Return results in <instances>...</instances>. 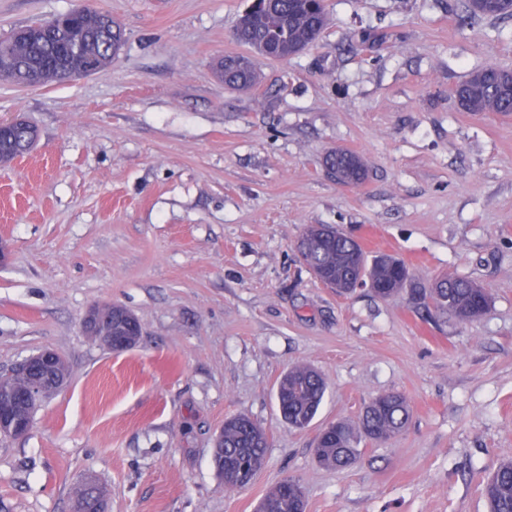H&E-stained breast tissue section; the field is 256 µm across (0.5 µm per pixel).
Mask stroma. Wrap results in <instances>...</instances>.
Returning <instances> with one entry per match:
<instances>
[{"mask_svg": "<svg viewBox=\"0 0 512 512\" xmlns=\"http://www.w3.org/2000/svg\"><path fill=\"white\" fill-rule=\"evenodd\" d=\"M250 0H94L125 45L99 75L37 88L0 80V119L39 131L0 167V371L49 348L65 387L30 434L0 437V512H74L90 478L109 512H255L292 479L305 512H488L483 482L512 456V113L464 112L457 86L512 69V19L461 23L455 0H326L321 39L257 58L232 90L218 58ZM77 0H0V38ZM348 149L368 171L324 167ZM332 224L423 283L452 274L492 297L481 319L427 314L406 296L337 295L296 243ZM139 320L116 353L85 336L90 306ZM303 363L327 391L290 428L275 399ZM406 397L395 438L346 469L313 454L321 426L357 422L377 395ZM269 435L247 488L213 464L224 420ZM328 173L336 181L346 184H358L365 178V169L357 156L344 151L329 154L326 158Z\"/></svg>", "mask_w": 512, "mask_h": 512, "instance_id": "stroma-1", "label": "stroma"}]
</instances>
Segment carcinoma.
Segmentation results:
<instances>
[{"label": "carcinoma", "instance_id": "cac0c4a2", "mask_svg": "<svg viewBox=\"0 0 512 512\" xmlns=\"http://www.w3.org/2000/svg\"><path fill=\"white\" fill-rule=\"evenodd\" d=\"M239 17L234 29L235 40L253 50L270 43L281 47V54L296 55L315 43L327 25L324 0H262ZM476 14L512 18V0H467L462 21ZM26 28L31 34L19 36L12 32L0 39V63L17 85L43 86L63 83L64 62L69 50L78 54L76 65L94 76L112 63L115 50L125 42L121 27L110 28L108 14L93 8L81 13L59 32H50L35 24ZM236 56H226L215 64V72L224 84L237 89H250L259 75H249L235 66ZM465 112H512V71L489 66L475 73L456 90ZM38 134L35 126L26 124L0 129V165L6 166L26 153L31 136ZM328 173L336 181L358 184L365 178V169L357 156L344 151L326 158ZM304 263L324 285L340 293L366 285L382 299L408 292L412 303L427 312L448 313L460 321L486 314L491 307L488 291L470 279L443 275L432 285L418 282L406 263L392 255L368 258L351 236L326 224L309 226L297 246ZM112 335L128 336L136 317L120 305H112ZM326 384L322 376L308 365H293L282 375L276 391L279 411L292 428L303 430L314 421L324 399ZM410 406L399 394L374 398L359 422L329 423L320 428L314 454L317 462L331 469L352 466L361 454V444L383 442L400 433L408 424ZM267 433L248 415L239 413L224 421L217 438L214 465L227 490L251 485L262 470L268 448ZM301 486L284 480L263 496L258 512H305ZM484 494L490 512H512V459L500 463L487 478ZM109 491L93 481H84L74 489L75 512H98Z\"/></svg>", "mask_w": 512, "mask_h": 512}]
</instances>
